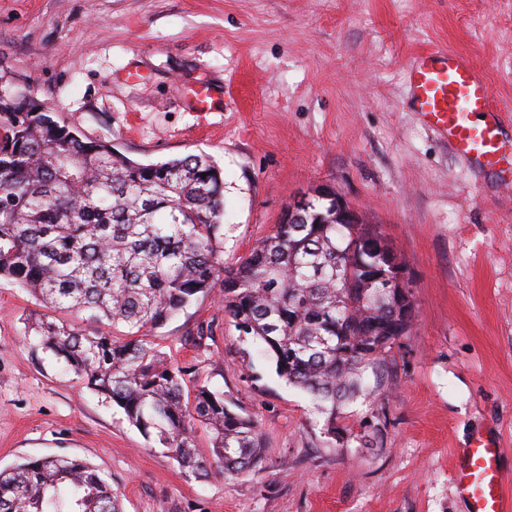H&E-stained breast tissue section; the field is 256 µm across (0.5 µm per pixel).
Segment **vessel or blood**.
I'll use <instances>...</instances> for the list:
<instances>
[{
  "label": "vessel or blood",
  "instance_id": "1",
  "mask_svg": "<svg viewBox=\"0 0 512 512\" xmlns=\"http://www.w3.org/2000/svg\"><path fill=\"white\" fill-rule=\"evenodd\" d=\"M410 108L446 140L460 158L493 169L512 155L486 78L464 56L438 49L418 53L407 66ZM500 450L476 438L460 455L455 485L468 512H507Z\"/></svg>",
  "mask_w": 512,
  "mask_h": 512
}]
</instances>
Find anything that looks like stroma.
<instances>
[{"label": "stroma", "mask_w": 512, "mask_h": 512, "mask_svg": "<svg viewBox=\"0 0 512 512\" xmlns=\"http://www.w3.org/2000/svg\"><path fill=\"white\" fill-rule=\"evenodd\" d=\"M485 73L512 133V0H0V69L69 127L140 163L212 157L224 267L327 188L401 258L410 331L328 438L310 398L243 341L218 292L153 333L258 423L265 460L186 478L121 409L30 344L42 308L0 279V469L77 456L123 512H467L454 472L478 434L512 467V170L458 159L408 109L412 53ZM222 96L206 112L200 83ZM213 340L196 346L200 324Z\"/></svg>", "instance_id": "1"}]
</instances>
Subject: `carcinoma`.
Masks as SVG:
<instances>
[{
  "instance_id": "cac0c4a2",
  "label": "carcinoma",
  "mask_w": 512,
  "mask_h": 512,
  "mask_svg": "<svg viewBox=\"0 0 512 512\" xmlns=\"http://www.w3.org/2000/svg\"><path fill=\"white\" fill-rule=\"evenodd\" d=\"M16 92L0 73V277L47 309L107 331L88 335L43 314L29 336L83 385L123 410L188 478L234 476L263 462L257 422L201 384L190 366L149 339L199 295L220 287L224 313L259 343L277 375L307 392L324 434L366 392V368L384 360L403 322L397 284L366 283L384 263L366 243L376 224H343L334 201L310 197L304 224H278L224 273V178L207 155L131 160L112 144L75 133ZM209 434L208 454L196 431ZM0 512H121L112 480L68 455L0 469Z\"/></svg>"
}]
</instances>
